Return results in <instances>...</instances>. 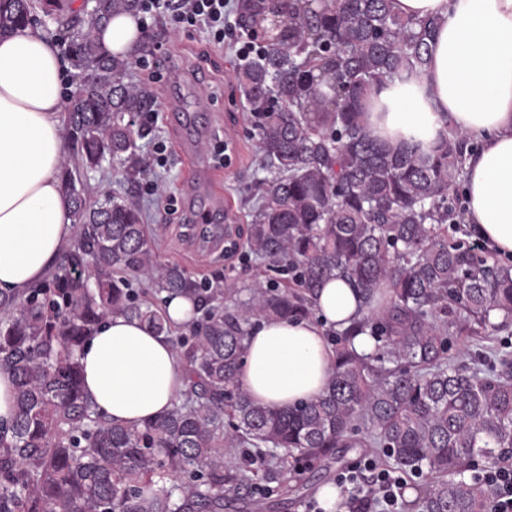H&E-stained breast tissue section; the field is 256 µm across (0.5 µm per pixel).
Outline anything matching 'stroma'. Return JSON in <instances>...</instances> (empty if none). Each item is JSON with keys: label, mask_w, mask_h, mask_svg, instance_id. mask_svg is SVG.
<instances>
[{"label": "stroma", "mask_w": 512, "mask_h": 512, "mask_svg": "<svg viewBox=\"0 0 512 512\" xmlns=\"http://www.w3.org/2000/svg\"><path fill=\"white\" fill-rule=\"evenodd\" d=\"M157 53L163 65L156 83H146L143 73L130 68L127 79L137 86L149 87L155 106L162 115L148 134L138 141L140 158H148L156 142H165L168 162L158 172H144L136 182H128L111 162H103L96 169L78 173L79 182L88 202L102 199L112 193L131 199L142 213L144 224L152 231L156 250L162 262L180 265L208 279L223 278L235 286L266 284L269 273L258 270L254 263L241 254L225 250V242L212 239L200 244L189 235L187 223L195 205V197L187 189L199 163L193 154L181 152L178 143L186 137L185 131L171 123L163 112L169 90L170 63L188 62L198 66L196 86L184 87L183 104L195 111V137L207 145L224 144V166L220 170L219 189L224 196L222 223L243 228L250 223L260 194L259 184L268 173L261 167L257 139L248 120V106L237 81L241 64L234 47L219 49L209 46L200 31L167 32L156 29L145 35L139 55ZM203 91L207 109L195 110V93ZM157 180L159 190L149 193L146 184ZM369 451L352 448L339 462H321L304 466L292 475V492L276 494L264 502L265 512H305L308 503L317 502L318 491L325 485H337L340 474L362 462Z\"/></svg>", "instance_id": "1"}]
</instances>
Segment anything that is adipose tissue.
<instances>
[{
  "label": "adipose tissue",
  "mask_w": 512,
  "mask_h": 512,
  "mask_svg": "<svg viewBox=\"0 0 512 512\" xmlns=\"http://www.w3.org/2000/svg\"><path fill=\"white\" fill-rule=\"evenodd\" d=\"M395 13L438 18L427 64L370 97L368 121L383 142L425 148L455 131L479 144L466 162L465 221L500 255L512 256V0H392ZM110 55L134 58L138 16L119 13L96 31ZM57 42L28 25L0 36V291L17 296L47 279L76 227L61 191L66 153ZM357 288H320L310 317L251 327L236 382L261 405L285 410L322 395L334 365L329 332L366 317ZM84 390L112 422L142 426L185 388L171 338L138 319L111 315L78 353Z\"/></svg>",
  "instance_id": "obj_1"
}]
</instances>
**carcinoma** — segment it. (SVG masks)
<instances>
[{"instance_id": "cac0c4a2", "label": "carcinoma", "mask_w": 512, "mask_h": 512, "mask_svg": "<svg viewBox=\"0 0 512 512\" xmlns=\"http://www.w3.org/2000/svg\"><path fill=\"white\" fill-rule=\"evenodd\" d=\"M243 0L238 25L266 45L238 71L262 165L272 179L248 225L245 256L282 278L254 288L199 281L159 260L137 206L107 194L90 205L77 168L110 158L143 171L128 121L153 103L125 82L130 61L103 54L97 27L139 0H95L81 24L60 22L81 82L66 137L77 163L62 190L78 237L60 272L25 297L0 291V367L14 379L0 425V512H224V494L267 497L288 474L377 448L384 462L432 476L416 512H491L472 473L512 460V371L448 365L454 339L512 326V266L452 235L462 220L464 164L478 144L451 133L422 150L377 141L366 99L422 68L438 21L396 14L391 0ZM33 0H0V34L25 27ZM336 277L381 312L332 335L326 392L287 411L256 403L235 381L247 329L309 317ZM144 280L147 288L132 282ZM199 302L177 338L188 388L141 427L111 423L83 385L78 351L110 314L169 332L162 294ZM378 342L364 355L363 328Z\"/></svg>"}]
</instances>
